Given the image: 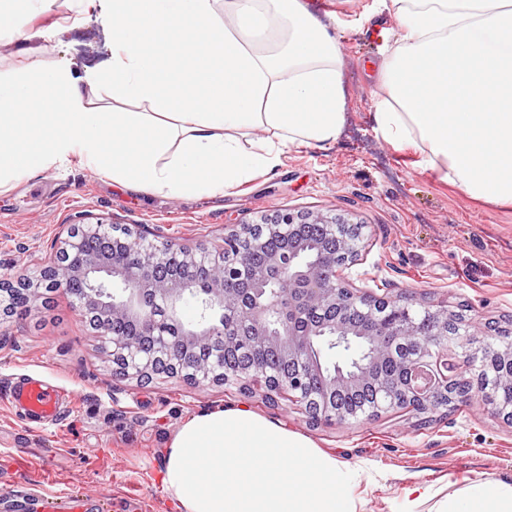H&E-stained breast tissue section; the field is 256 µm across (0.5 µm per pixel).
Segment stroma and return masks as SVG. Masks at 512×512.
<instances>
[{
	"mask_svg": "<svg viewBox=\"0 0 512 512\" xmlns=\"http://www.w3.org/2000/svg\"><path fill=\"white\" fill-rule=\"evenodd\" d=\"M372 0H308L335 21L346 92V123L323 146L287 152L279 167L238 189L198 199L161 198L101 180L79 163L25 179L0 196V276L39 278L68 225L99 220L188 245L220 247L226 227L288 210L348 213L367 225L363 261L348 270L353 287L384 297L406 294L431 306L507 326L512 321V208L473 201L375 134L381 88L368 65L382 45L357 18ZM49 39L41 62L95 67L109 57V29L65 0L37 19ZM0 318V395L37 379L72 393L54 425L15 417L0 398V512H173L160 465L174 427L212 409L246 407L313 440L353 473L346 494L356 512H399L410 483L435 484L436 512L469 480L512 481V426L473 402L421 424L408 410L340 427L315 424L263 387H198L175 379L137 383L115 377L88 323L69 299Z\"/></svg>",
	"mask_w": 512,
	"mask_h": 512,
	"instance_id": "stroma-1",
	"label": "stroma"
}]
</instances>
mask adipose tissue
Here are the masks:
<instances>
[{
    "label": "adipose tissue",
    "mask_w": 512,
    "mask_h": 512,
    "mask_svg": "<svg viewBox=\"0 0 512 512\" xmlns=\"http://www.w3.org/2000/svg\"><path fill=\"white\" fill-rule=\"evenodd\" d=\"M71 2L108 25L110 56L0 78V193L77 158L132 191L215 195L345 122L336 35L306 0ZM382 14L398 31L378 34L377 136L512 206V0H372L361 19ZM161 478L175 512H356L335 458L244 408L178 425ZM437 512H512V483L470 481Z\"/></svg>",
    "instance_id": "1"
}]
</instances>
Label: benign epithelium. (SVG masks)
Listing matches in <instances>:
<instances>
[{"instance_id":"7a95c632","label":"benign epithelium","mask_w":512,"mask_h":512,"mask_svg":"<svg viewBox=\"0 0 512 512\" xmlns=\"http://www.w3.org/2000/svg\"><path fill=\"white\" fill-rule=\"evenodd\" d=\"M312 228L310 236L329 238L335 251L318 260L303 259L305 237L297 227ZM368 225L343 214L280 212L261 224H238L224 234V247H188L178 240H150L123 224L98 221L74 224L55 258L41 273L50 292L62 291L78 316L96 332L112 360V370L125 379L179 377L197 386L263 381L267 391L286 394L316 423L352 425L389 409L405 407L418 414L440 403L455 404L459 378L472 385L471 401L512 425V344L503 345L480 321L465 320L445 306L416 308L413 299L360 295L344 271L359 261ZM204 264L201 279L177 278L171 264ZM247 267L254 281L242 294L225 285L229 268ZM5 298L35 297L26 282L0 278ZM193 307L194 315L185 317ZM180 328L184 349L198 351L220 342L221 353L240 343V332L251 346L272 352L288 366L281 373L251 365L234 369L207 358L192 366L164 359L158 338L141 342L115 334L119 323L147 325L155 312ZM218 311L231 318L230 327L213 324ZM365 342L370 360L325 371L323 348L343 349ZM404 348L398 376L382 386L391 405L377 402L349 409L336 402V392L377 378V365Z\"/></svg>"}]
</instances>
